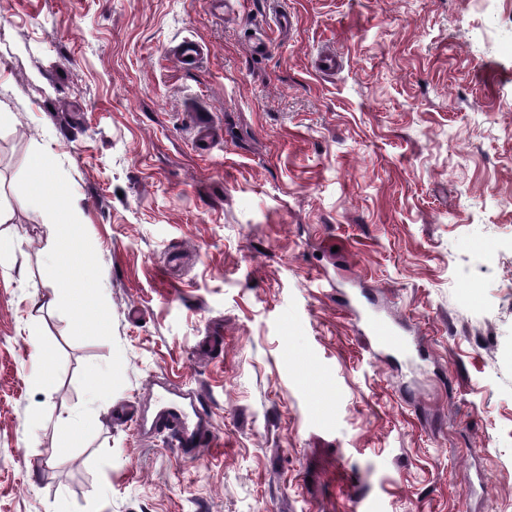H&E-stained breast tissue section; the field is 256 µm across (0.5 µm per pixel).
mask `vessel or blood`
Segmentation results:
<instances>
[{
  "label": "vessel or blood",
  "mask_w": 512,
  "mask_h": 512,
  "mask_svg": "<svg viewBox=\"0 0 512 512\" xmlns=\"http://www.w3.org/2000/svg\"><path fill=\"white\" fill-rule=\"evenodd\" d=\"M360 320L363 332L378 347L391 353H410V346L389 322L369 314L361 315ZM126 422L142 433L165 436L168 447L184 459L196 457L214 438L211 409L193 388L159 385L152 419L132 414Z\"/></svg>",
  "instance_id": "vessel-or-blood-1"
}]
</instances>
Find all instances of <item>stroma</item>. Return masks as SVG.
I'll return each instance as SVG.
<instances>
[{
    "instance_id": "35a3bbf8",
    "label": "stroma",
    "mask_w": 512,
    "mask_h": 512,
    "mask_svg": "<svg viewBox=\"0 0 512 512\" xmlns=\"http://www.w3.org/2000/svg\"><path fill=\"white\" fill-rule=\"evenodd\" d=\"M37 147L113 341L30 311L57 290L17 188ZM0 195V512H512V0H0ZM340 290L422 366L376 356ZM117 351L123 386L60 454L82 367ZM156 382L210 404L195 460L121 425Z\"/></svg>"
}]
</instances>
